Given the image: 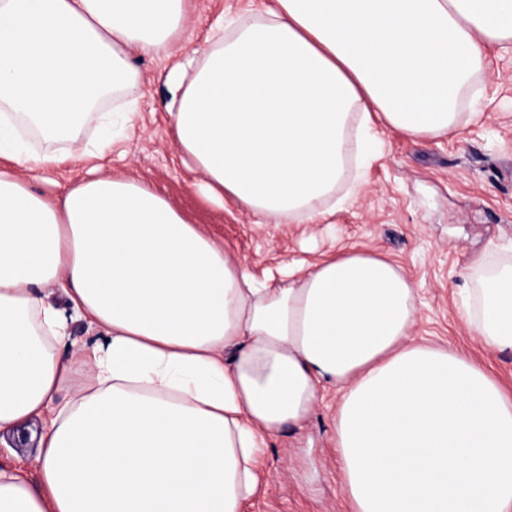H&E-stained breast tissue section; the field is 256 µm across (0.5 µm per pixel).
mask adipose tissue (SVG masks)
Segmentation results:
<instances>
[{
	"mask_svg": "<svg viewBox=\"0 0 512 512\" xmlns=\"http://www.w3.org/2000/svg\"><path fill=\"white\" fill-rule=\"evenodd\" d=\"M187 8L0 0V432L45 419L32 470L0 469V512H245L269 440L328 390L349 512H512V393L414 339L399 265L353 249L259 278L134 178L33 187L62 161L53 144L111 125L149 56L170 62L173 140L208 200L321 223L380 130L429 141L481 121L467 106L489 48L512 45V0H265L192 65ZM461 277L462 317L512 351V248ZM71 315L97 336L77 362Z\"/></svg>",
	"mask_w": 512,
	"mask_h": 512,
	"instance_id": "1",
	"label": "adipose tissue"
}]
</instances>
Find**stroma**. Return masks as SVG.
<instances>
[{
    "mask_svg": "<svg viewBox=\"0 0 512 512\" xmlns=\"http://www.w3.org/2000/svg\"><path fill=\"white\" fill-rule=\"evenodd\" d=\"M262 0H192L188 49L212 37L219 18L256 9ZM479 107L483 120L448 137L414 141L386 130L365 173L349 163L334 196L355 192L320 224H260L232 203L216 206L180 160L168 123L165 63L137 59L139 82L125 92L132 127L103 157L66 159L58 181L96 171L133 177L160 191L192 223L222 242L256 276L292 262L312 263L343 247L388 256L420 287L414 334L450 343L492 366L512 390V352L484 347L461 317L460 273L490 246L512 244V52L489 51ZM40 418L0 432V464H29L39 451ZM264 492L247 512H346L327 403L298 430L273 438L262 463Z\"/></svg>",
    "mask_w": 512,
    "mask_h": 512,
    "instance_id": "35a3bbf8",
    "label": "stroma"
}]
</instances>
